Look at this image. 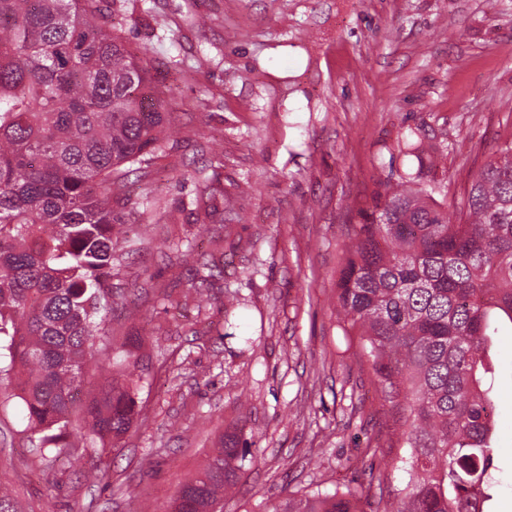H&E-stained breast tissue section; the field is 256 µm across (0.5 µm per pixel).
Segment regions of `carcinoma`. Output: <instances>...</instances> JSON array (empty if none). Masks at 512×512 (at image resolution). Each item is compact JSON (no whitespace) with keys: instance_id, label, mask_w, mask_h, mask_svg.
<instances>
[{"instance_id":"obj_1","label":"carcinoma","mask_w":512,"mask_h":512,"mask_svg":"<svg viewBox=\"0 0 512 512\" xmlns=\"http://www.w3.org/2000/svg\"><path fill=\"white\" fill-rule=\"evenodd\" d=\"M101 0H0V368L27 431L51 458L105 443L137 419L143 337L122 343L109 375L72 424L87 355L109 335L118 243L112 197L122 167L162 150L167 117L146 104L142 60L112 35ZM405 145L416 170L377 184L357 210L337 281L338 315L404 415L407 482L384 512H487L495 469L497 388L491 352L512 325V142L474 173L455 211L437 178L440 148ZM250 448L226 435L171 512H223ZM367 485L317 491L272 512H356Z\"/></svg>"}]
</instances>
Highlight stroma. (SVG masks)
Masks as SVG:
<instances>
[{"label":"stroma","instance_id":"1","mask_svg":"<svg viewBox=\"0 0 512 512\" xmlns=\"http://www.w3.org/2000/svg\"><path fill=\"white\" fill-rule=\"evenodd\" d=\"M113 32L168 112L164 151L126 199L108 324L143 337L142 414L120 440L50 462L0 393V487L19 512H169L224 434L251 460L224 512L384 470L360 512L403 488L401 412L336 316L356 209L416 167L408 130L450 144L438 171L459 205L512 140V0H114ZM214 263L202 287L181 254ZM500 398L490 512H512V339L494 350ZM109 469L110 486L87 481Z\"/></svg>","mask_w":512,"mask_h":512}]
</instances>
